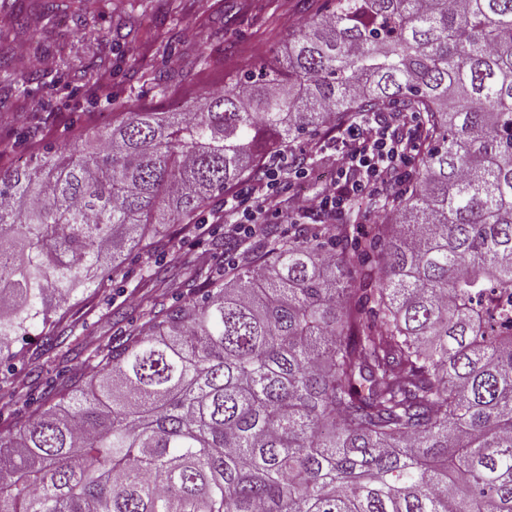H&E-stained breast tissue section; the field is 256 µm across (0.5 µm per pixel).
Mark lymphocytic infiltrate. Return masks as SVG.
Masks as SVG:
<instances>
[{
    "label": "lymphocytic infiltrate",
    "mask_w": 512,
    "mask_h": 512,
    "mask_svg": "<svg viewBox=\"0 0 512 512\" xmlns=\"http://www.w3.org/2000/svg\"><path fill=\"white\" fill-rule=\"evenodd\" d=\"M420 130L421 123L411 112L392 113L386 121L360 115L336 133L342 154L336 160L332 190L310 198L297 190L303 162L277 153L261 179L242 184L225 198L221 218L225 234L245 244L258 235L270 215L295 224L310 215H342L363 202L382 207L399 168L409 164L421 146ZM283 197L288 200L284 209L278 205Z\"/></svg>",
    "instance_id": "f902f5d3"
}]
</instances>
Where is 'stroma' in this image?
<instances>
[{"label": "stroma", "mask_w": 512, "mask_h": 512, "mask_svg": "<svg viewBox=\"0 0 512 512\" xmlns=\"http://www.w3.org/2000/svg\"><path fill=\"white\" fill-rule=\"evenodd\" d=\"M58 2L60 11L49 14L39 0H18L31 30L51 33L40 47L20 38L0 41V61L8 64L0 74V99L14 110L41 101L47 118L43 125L0 119V137L17 143V166L30 161L31 137L63 146L73 130L85 125L89 113L103 111L106 105L159 112L186 109L189 101L224 86L230 77L283 58L291 25L325 6V0H174L168 10L158 0H123L119 6L132 17L134 29L120 40L115 12L119 6L113 0H94L95 29L111 44L112 63L97 70L92 88L81 78L89 54H81L80 65L68 68L62 63L79 36L69 0ZM130 45L136 58L126 53ZM20 48L27 56L23 63L16 56ZM160 236L164 247L152 259L135 251L125 255L104 287L78 292L59 310L68 333L67 356L47 350L40 329L34 328L17 345L23 360L0 358V430L15 427L46 400L56 398L64 378L93 365L97 345L122 342L128 324L138 322L150 301L149 292L137 287L148 270L165 268L174 260L191 268L206 253L204 236L178 233L173 225L161 229Z\"/></svg>", "instance_id": "35a3bbf8"}]
</instances>
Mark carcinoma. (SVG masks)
I'll return each instance as SVG.
<instances>
[{"mask_svg": "<svg viewBox=\"0 0 512 512\" xmlns=\"http://www.w3.org/2000/svg\"><path fill=\"white\" fill-rule=\"evenodd\" d=\"M0 39L25 31L16 3ZM423 115L408 192L153 297L145 325L0 432V512H512V0H330L190 110L125 108L0 169V352L157 227L362 113Z\"/></svg>", "mask_w": 512, "mask_h": 512, "instance_id": "cac0c4a2", "label": "carcinoma"}]
</instances>
